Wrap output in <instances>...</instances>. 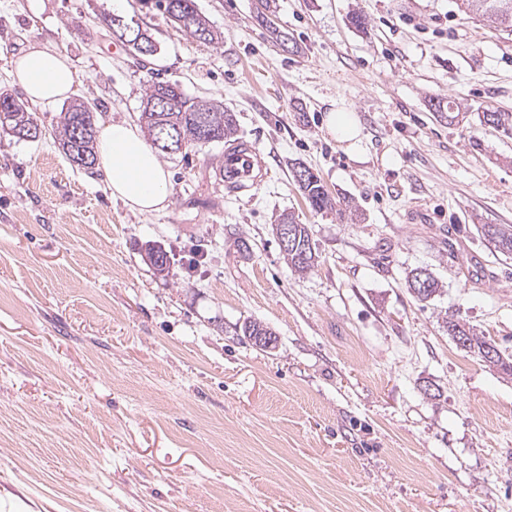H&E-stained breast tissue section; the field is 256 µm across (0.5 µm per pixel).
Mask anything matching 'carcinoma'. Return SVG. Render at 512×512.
<instances>
[{
    "label": "carcinoma",
    "mask_w": 512,
    "mask_h": 512,
    "mask_svg": "<svg viewBox=\"0 0 512 512\" xmlns=\"http://www.w3.org/2000/svg\"><path fill=\"white\" fill-rule=\"evenodd\" d=\"M271 2L265 0L259 20L277 40L284 43L288 41V34L278 29ZM154 6L167 18H183L179 28L190 36L199 39L201 33L206 31L208 41L215 39V32L210 30L209 23L198 12L195 0H154ZM460 7L471 19L481 18L496 24L503 31L512 32V0H461ZM162 92L172 97L168 111L155 112L145 108L139 117L151 142H156L164 126L177 136L184 150L205 144L203 137L207 131L212 133L214 143L237 139L235 115L224 107L223 102L188 99L178 83L165 81L148 85L144 104H149L151 99ZM0 131L18 140L35 141L42 128L20 98L8 92H0ZM96 133V112H80L73 103L61 111L60 121L54 130L55 139L67 159L72 162L74 156L82 152L89 160V169L94 168L97 161ZM298 186L313 210L331 211L336 208V201L312 171H307L306 178L299 181ZM280 223L299 228V234L284 249L288 265L300 273L312 269L316 263V252L311 245L308 226L296 222L291 214L282 215ZM481 233L495 252L505 257L512 255L511 224H484ZM449 328L455 337L461 334L467 336L465 347L474 348L481 355L487 346L494 345L492 340L479 337L458 323L450 324Z\"/></svg>",
    "instance_id": "1"
}]
</instances>
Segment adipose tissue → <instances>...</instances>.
Listing matches in <instances>:
<instances>
[{
  "label": "adipose tissue",
  "mask_w": 512,
  "mask_h": 512,
  "mask_svg": "<svg viewBox=\"0 0 512 512\" xmlns=\"http://www.w3.org/2000/svg\"><path fill=\"white\" fill-rule=\"evenodd\" d=\"M13 75L27 96L42 104L68 98L76 82L67 58L43 44L32 45L14 59ZM97 152L109 190L129 210L153 214L167 207V172L135 125L126 121L103 124Z\"/></svg>",
  "instance_id": "adipose-tissue-1"
}]
</instances>
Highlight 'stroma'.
Instances as JSON below:
<instances>
[{"mask_svg":"<svg viewBox=\"0 0 512 512\" xmlns=\"http://www.w3.org/2000/svg\"><path fill=\"white\" fill-rule=\"evenodd\" d=\"M195 3L219 42L127 0L158 46L142 57L108 0H0V91L23 96L12 59L34 43L101 123H138L148 84L175 81L235 113L265 173L231 194L223 144L162 157L168 206L140 215L55 144L61 105L29 103L39 140L0 133V512H512V374L448 332L512 362V257L479 231L512 225V132L482 121L512 113V33L456 0H275L286 52L257 0ZM332 106L358 140L328 132ZM297 163L358 219L312 210ZM288 213L304 274L272 231ZM277 236L282 246L288 244L286 249H283L285 258L288 264L297 272L303 273L311 270L316 263V252L311 245V238L308 226L306 224H299L296 222L292 214H283L280 218ZM294 225L299 228V235H295L291 243L289 239L296 233ZM450 325L448 328H450V331L452 332V335L456 338L457 336H460V334H464L467 336V344H464L463 347L472 349L477 348L478 353L481 355V357L486 361L484 353L487 346H494L498 351V364H500L501 367H503L505 370H512V363L506 364L503 361V358L500 354V351L496 347V344L491 339H486L485 337H479L475 334L471 333L470 328L468 329L465 327V325H460L459 323H452L449 322Z\"/></svg>","mask_w":512,"mask_h":512,"instance_id":"obj_1","label":"stroma"}]
</instances>
